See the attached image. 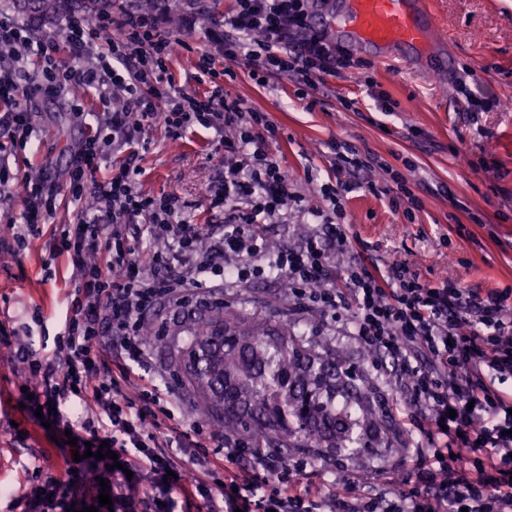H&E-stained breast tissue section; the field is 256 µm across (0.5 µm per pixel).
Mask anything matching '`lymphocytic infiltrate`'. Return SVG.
<instances>
[{
  "mask_svg": "<svg viewBox=\"0 0 512 512\" xmlns=\"http://www.w3.org/2000/svg\"><path fill=\"white\" fill-rule=\"evenodd\" d=\"M314 0H234L213 33L218 52L198 53L196 82L205 93L177 86L169 70L180 39L165 11L131 4L120 16L103 10L96 24L69 14L62 33L35 36L32 26L0 20V153L23 149L34 129L28 108L70 86L84 94L70 109L97 112L91 135L74 154L70 193L92 198L76 223L56 225L51 259L66 258L70 303L55 358L17 345L10 361L30 408L47 410L75 476L34 484L13 501L15 512H512V289L459 288L422 282L409 263L369 269L350 257L351 244L333 217L350 182L317 186L305 205L269 151L259 112L225 92L224 80L245 65L259 85L287 77L313 95L348 60L312 24ZM81 55L69 66L63 50ZM214 131L224 146V179L210 208L223 229L181 220L177 200L142 192L136 177L145 133L162 128L182 138L194 127ZM124 154L117 172L91 183L100 160ZM0 169V198H19L21 223L8 249L38 237L55 196L41 180ZM310 215L303 245L267 257L266 225L289 214ZM142 222L145 237L124 230ZM348 256L340 285L326 287L335 256ZM288 283L295 305L348 316L349 336L391 358L399 373L411 432L420 438L409 469L366 477L343 469L334 479L314 459H288L256 447L244 433L224 435L176 420L180 385L156 370L141 340L146 316L163 303L182 304L201 290L243 284L260 267ZM108 443L119 466L85 457ZM83 460L74 461V452ZM112 504L99 505L101 489Z\"/></svg>",
  "mask_w": 512,
  "mask_h": 512,
  "instance_id": "obj_1",
  "label": "lymphocytic infiltrate"
}]
</instances>
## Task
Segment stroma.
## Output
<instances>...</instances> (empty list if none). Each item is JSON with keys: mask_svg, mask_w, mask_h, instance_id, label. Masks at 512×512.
Returning <instances> with one entry per match:
<instances>
[{"mask_svg": "<svg viewBox=\"0 0 512 512\" xmlns=\"http://www.w3.org/2000/svg\"><path fill=\"white\" fill-rule=\"evenodd\" d=\"M437 18L434 46L427 57L399 68L372 53L351 50L356 66L328 77L309 106L295 85L280 79L259 86L245 68L227 91L248 107L264 113L277 135L270 149L296 189L313 197L311 176L330 172L331 143L349 145L359 155L374 154L390 168L385 194L364 189L348 193L341 220L352 247L370 243L374 263L409 262L422 280H445L463 288L512 289V0H428ZM232 0H205L202 10L188 11L186 0H172L167 24L188 40L190 51L175 55L170 70L177 84L196 89L194 51L213 50L208 32L216 28ZM192 16L193 28L183 19ZM389 100L381 111L374 92ZM485 102L470 110L466 93ZM37 136L24 152L0 154V165L13 172H39L57 194V209L46 226L75 221L81 205L68 195L69 162L81 130L63 100H44L30 112ZM139 187L154 195H173L185 205L184 219L203 224L211 186L221 170L224 152L212 131L198 128L183 138H168L163 129L147 134ZM422 200L421 209L405 214L393 206L390 193L398 185ZM48 236L29 249L0 251V493L17 495L33 472L44 470L66 479L62 441L27 407H21L6 344L7 329L40 310L29 345L51 357L67 309L65 260H57L54 279L44 277ZM220 301L243 316H261L288 325L312 350H334L358 367V392L370 404L395 394L393 374L378 377L366 368L361 347L347 338L344 322H332L312 309L294 307L283 282L272 274L250 278L246 287L225 285ZM181 307L159 306L151 322L165 323V341L150 346L152 365L170 370L185 334ZM403 415L384 416L379 441L360 449L350 464L376 473L384 463L400 464L401 448L416 447L417 435L403 428Z\"/></svg>", "mask_w": 512, "mask_h": 512, "instance_id": "35a3bbf8", "label": "stroma"}]
</instances>
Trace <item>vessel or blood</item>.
<instances>
[{"instance_id":"vessel-or-blood-1","label":"vessel or blood","mask_w":512,"mask_h":512,"mask_svg":"<svg viewBox=\"0 0 512 512\" xmlns=\"http://www.w3.org/2000/svg\"><path fill=\"white\" fill-rule=\"evenodd\" d=\"M336 25L355 47L379 50L383 61L400 65L424 51L436 29L424 0H345Z\"/></svg>"}]
</instances>
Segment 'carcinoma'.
<instances>
[{"mask_svg":"<svg viewBox=\"0 0 512 512\" xmlns=\"http://www.w3.org/2000/svg\"><path fill=\"white\" fill-rule=\"evenodd\" d=\"M185 328L176 377L205 399L216 431L248 433L260 448L364 447L336 411V393L351 387L336 352L315 353L267 319L242 329L227 306L188 313Z\"/></svg>","mask_w":512,"mask_h":512,"instance_id":"obj_1","label":"carcinoma"}]
</instances>
